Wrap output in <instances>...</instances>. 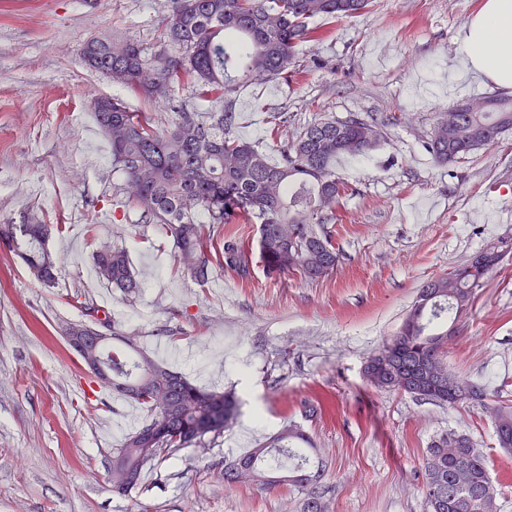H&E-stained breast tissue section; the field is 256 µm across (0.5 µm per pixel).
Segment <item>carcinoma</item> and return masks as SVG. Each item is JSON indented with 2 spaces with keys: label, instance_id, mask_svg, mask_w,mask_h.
I'll use <instances>...</instances> for the list:
<instances>
[{
  "label": "carcinoma",
  "instance_id": "obj_1",
  "mask_svg": "<svg viewBox=\"0 0 512 512\" xmlns=\"http://www.w3.org/2000/svg\"><path fill=\"white\" fill-rule=\"evenodd\" d=\"M372 0H174L160 35L181 51L178 56L149 55L138 42L93 38L82 44L88 69L152 98H164L178 85L179 72L190 77L199 98L220 102L244 81L286 80L300 48L325 33L317 18L334 22L367 10ZM485 112L455 113L451 125L435 124L425 149L439 164H450L490 146L512 132V95L485 97ZM94 119L106 137L114 165L127 177L134 204L174 242L177 269L199 284L211 268L227 267L249 276V246L224 233V225L257 219L260 248L278 268L316 281L336 271L338 255L325 225L334 224L348 187L336 177V158L361 157L380 139L375 119L352 114L309 124L281 149L272 163L231 134L230 112H179L169 127L158 128L153 112H131L120 99L100 97ZM65 225L0 224V242L17 253L45 286L55 283L56 258L48 248L51 231ZM512 253V240L491 242L466 264L426 282L398 333L366 360L364 373L377 390L408 394L450 406L487 397L486 387L448 369V330L434 321L470 309L476 288ZM99 279L134 298L142 283L125 250L96 248ZM123 347L108 349L112 389L140 377L152 366L167 383L169 403L155 396L133 398L150 414L113 455L134 469L141 483L145 462L165 452L189 448L209 434L221 435L236 420L239 400L229 391L199 387L179 372L143 353L133 340L112 332ZM465 392L448 399V382ZM499 447L512 453V407L493 410ZM162 431L165 441L153 439ZM303 439L295 425L283 426L273 439L224 464V483L244 479L268 487H298L301 512H326L324 468L296 453ZM486 458L471 439L456 432L435 438L424 463V493L431 512H498V489L484 485Z\"/></svg>",
  "mask_w": 512,
  "mask_h": 512
}]
</instances>
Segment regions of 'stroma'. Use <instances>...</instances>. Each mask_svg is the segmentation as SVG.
Returning a JSON list of instances; mask_svg holds the SVG:
<instances>
[{
  "instance_id": "35a3bbf8",
  "label": "stroma",
  "mask_w": 512,
  "mask_h": 512,
  "mask_svg": "<svg viewBox=\"0 0 512 512\" xmlns=\"http://www.w3.org/2000/svg\"><path fill=\"white\" fill-rule=\"evenodd\" d=\"M482 3L374 0L364 14L319 20L326 36L303 46L290 80H256L225 99L234 136L275 161L320 118L373 113L386 124L366 156L336 164L353 193L332 226L331 277L279 270L261 253L258 224L240 223L228 230L252 247L249 277L217 269L202 286L176 270L172 239L129 202L92 104L118 97L163 125L214 104L187 85L153 102L79 59L92 37L165 52L158 26L173 0H0V222L33 214L67 227L49 240L53 288L0 246V512H300L297 489L224 483L226 461L289 424L326 464L328 512H429L425 454L448 431L483 452L500 485L499 512H512V456L489 408L382 392L363 376L366 357L397 334L427 281L488 241L512 238V137L447 165L424 148L457 102L497 91L449 72L457 37ZM93 230L126 248L142 282L136 299L98 279ZM75 294L158 362L240 400L233 426L156 459L126 496L107 476L132 429L102 434L124 398L65 340L82 318L68 302ZM457 328L449 369L485 386L491 406H512V256L476 289Z\"/></svg>"
}]
</instances>
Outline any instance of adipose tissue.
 I'll return each instance as SVG.
<instances>
[{"mask_svg": "<svg viewBox=\"0 0 512 512\" xmlns=\"http://www.w3.org/2000/svg\"><path fill=\"white\" fill-rule=\"evenodd\" d=\"M508 42H512V0H485L464 27L455 56L466 69L512 89V56L501 51Z\"/></svg>", "mask_w": 512, "mask_h": 512, "instance_id": "obj_1", "label": "adipose tissue"}]
</instances>
